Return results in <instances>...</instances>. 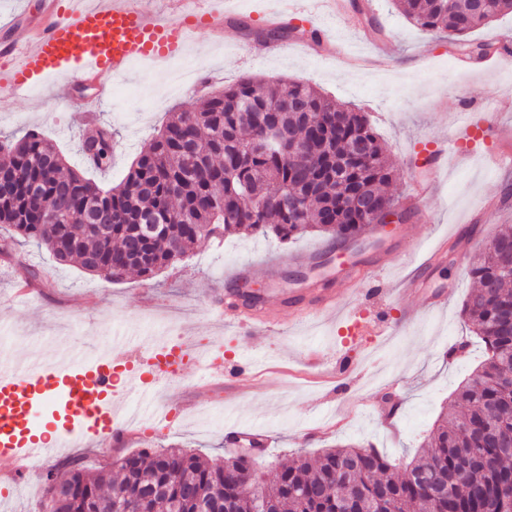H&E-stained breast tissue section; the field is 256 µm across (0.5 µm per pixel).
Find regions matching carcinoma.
Instances as JSON below:
<instances>
[{"label": "carcinoma", "mask_w": 512, "mask_h": 512, "mask_svg": "<svg viewBox=\"0 0 512 512\" xmlns=\"http://www.w3.org/2000/svg\"><path fill=\"white\" fill-rule=\"evenodd\" d=\"M416 25L446 31L468 57L487 55L464 39L512 10V0H396ZM95 154L78 151L99 170L112 164V127H100ZM363 143L358 157L352 146ZM393 170L366 116L307 82L242 78L177 112L141 149L124 182L99 186L67 167L35 130L0 137V225L56 259L76 261L112 282L136 271L151 276L190 256L203 238L247 232L286 242L321 232L336 245L383 224L397 209L381 186ZM254 206H241L242 199ZM293 200L291 209L283 201ZM152 232L142 234L143 218ZM497 248L466 267L475 288L461 314L485 343L487 357L456 393L458 414L441 424L408 463L413 478L394 473L378 449L340 445L316 458L301 453L267 488L270 512H512V225L495 234ZM252 464L237 452L209 461L180 449L128 453L97 469L74 456L47 474L39 512H254L241 493ZM355 473L345 483L342 469ZM467 472L459 482L453 476ZM448 484L447 498L426 486ZM68 499H54V486Z\"/></svg>", "instance_id": "carcinoma-1"}]
</instances>
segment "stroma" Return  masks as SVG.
Segmentation results:
<instances>
[{
	"mask_svg": "<svg viewBox=\"0 0 512 512\" xmlns=\"http://www.w3.org/2000/svg\"><path fill=\"white\" fill-rule=\"evenodd\" d=\"M224 37L196 31L180 60L195 76L192 93L171 92L161 65H139L126 75L125 90L111 89L98 115L110 124L119 146L112 167L92 173L104 187L120 184L141 147L175 112L191 111L209 92L253 75L306 81L340 103L365 112L393 164L389 196L404 202L414 195L412 176L425 143L450 140L457 113L481 122L502 98L512 97V13L478 28L472 41L491 44L500 64L487 66L456 51L447 34L414 26L392 0H356L364 23L344 22L319 13L289 16L288 48L270 49L259 36L275 0H223ZM382 29L375 35L369 22ZM327 27L340 52L322 54L311 29ZM74 90L64 77L19 98L0 111V133H45L71 167H81L76 144L81 119L67 107ZM512 224V170L492 171L484 146L466 158L447 153L425 203L408 222L392 227L389 238L362 235L359 248L336 254L325 236L312 232L282 244L260 236L206 239L189 258L153 278L128 274L109 282L77 263H59L46 247L19 241L0 254V335L9 338L0 363L49 360L66 345L96 357L103 344L137 336H198L223 346L227 366L249 364L260 391L234 397L188 385L160 382L143 397L118 365L124 407H136L138 449L176 446L202 456L223 458L228 432L261 431L270 438L264 465L292 461L297 449L318 454L338 444H370L405 466L424 444L438 419L452 412L457 388L486 357L484 343L460 315L474 283L464 261L485 249L500 225ZM467 235L454 238L455 226ZM414 238L420 253L449 241L448 259L430 274L424 291H406L409 274L401 262L399 239ZM379 260L384 291L338 289L340 314L334 319L292 321L283 299L309 278L333 282L342 266ZM249 267L246 286L259 288L273 304L269 318L278 333L261 326L241 327L215 313L214 298L228 287L226 277ZM40 279L30 304L14 301V290L29 269ZM447 294L448 303L425 308L428 294ZM418 312L406 322L404 309ZM330 362L343 354L355 369L333 382L315 377L309 354ZM195 406L178 417L180 401ZM11 464L0 458V504L8 512H38L46 468L10 479Z\"/></svg>",
	"mask_w": 512,
	"mask_h": 512,
	"instance_id": "35a3bbf8",
	"label": "stroma"
}]
</instances>
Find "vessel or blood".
I'll return each instance as SVG.
<instances>
[{
	"instance_id": "1",
	"label": "vessel or blood",
	"mask_w": 512,
	"mask_h": 512,
	"mask_svg": "<svg viewBox=\"0 0 512 512\" xmlns=\"http://www.w3.org/2000/svg\"><path fill=\"white\" fill-rule=\"evenodd\" d=\"M46 21L36 31L32 46L12 43L0 51L10 68L0 74V109L8 108L42 82L67 75L69 82L91 85V97L78 103L86 119H93L95 104L107 94L111 77L136 63H161L177 55L189 42L197 25L220 28L224 13L217 0H169L168 16L149 12L136 0H98L94 5L61 7L60 0H45ZM512 130L492 118L482 123L466 121L451 142L457 156H467L479 140H505ZM317 312L336 307L332 292L311 285L302 292ZM137 353H151L155 372L170 378L202 376L210 386L223 385L243 393L251 374L239 366L224 369L201 350L195 337L160 344L144 337ZM116 372L111 358L84 365L71 351L61 350L51 362H26L0 366V457L17 470L29 471L34 463L54 458L59 449L76 441L92 440L111 447L117 434ZM63 405L71 420L45 435L33 418L34 406Z\"/></svg>"
}]
</instances>
